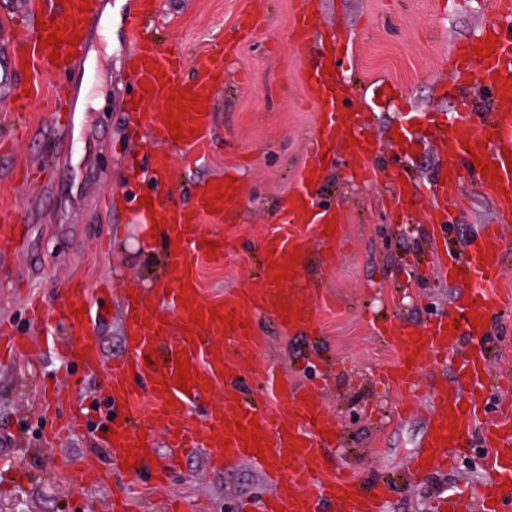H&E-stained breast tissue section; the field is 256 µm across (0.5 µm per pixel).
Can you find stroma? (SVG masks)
<instances>
[{"instance_id": "35a3bbf8", "label": "stroma", "mask_w": 512, "mask_h": 512, "mask_svg": "<svg viewBox=\"0 0 512 512\" xmlns=\"http://www.w3.org/2000/svg\"><path fill=\"white\" fill-rule=\"evenodd\" d=\"M112 9L108 39L90 29V67L94 84L82 81L81 65L69 72L39 77L41 91L27 112L0 108V211L23 219L22 247L0 249V322L23 335L39 336L40 323L29 319L28 299L46 303L70 277H81L88 291L122 275L152 287L167 265L162 239H147L135 215L142 196L154 191L149 138L132 140L125 101L132 86L127 76L131 44L129 21L137 0H99ZM296 0H159L149 26L162 45L192 59L201 50L237 46L224 63L221 83L212 89L214 122L204 141L185 151L170 149L165 191L186 207L198 187L221 176L240 188L238 208L223 221L224 252L218 261L201 260L200 283L213 297L259 287L267 236L279 230L283 202L298 183L306 140L316 128V112L302 82L305 68L322 52L319 39L299 46L291 38ZM320 31L353 41L354 63L344 64L355 108L365 105L367 82H393L396 104L379 109L371 129L380 144L373 171L351 178L343 157H335L317 189L320 203L346 218L343 234L323 243L306 237L308 262L304 287L334 293V308L319 307L313 328L284 332L271 315L257 324L266 344L256 364L308 383H320L323 409L336 420L338 439L328 449L337 468L352 469L366 482L391 479L396 491L388 512H433V499L477 484L488 449L464 450L453 468L434 469L414 479L403 476L418 452L427 426L432 391L454 384L449 366L424 369L413 387L376 390L372 371L394 363L374 323L390 319L424 324L449 309L457 294L426 253L430 203L415 196L407 203L408 222H397L387 199L392 167L389 134L410 112H466L482 97L477 86L445 95L448 52L493 22L477 0H314ZM257 12L260 26L241 37L238 18ZM67 84L73 102L72 150H62L50 122L56 88ZM138 154L142 179H129L123 166L128 151ZM461 204L448 212V245L465 252L481 225L493 223L491 196L467 185ZM105 363L125 353L123 311L113 299L109 313L91 326ZM494 384L490 403L512 401V312L497 314L486 341ZM69 373L74 387L62 396L55 414L44 415L36 382ZM104 367L94 371L63 367L56 354L41 352L0 364V436L15 445L0 447V512H105L108 498L126 493L144 512L185 499L202 512H262L269 492L262 470L248 461L211 468L204 455L181 459L168 480L153 486L150 473L129 482L122 463L103 458L110 475L105 485L84 480L85 458L103 431L97 392ZM87 420L84 433L48 442L73 413ZM23 486H16L18 473Z\"/></svg>"}]
</instances>
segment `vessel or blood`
<instances>
[{"label":"vessel or blood","instance_id":"vessel-or-blood-1","mask_svg":"<svg viewBox=\"0 0 512 512\" xmlns=\"http://www.w3.org/2000/svg\"><path fill=\"white\" fill-rule=\"evenodd\" d=\"M81 3L64 0L63 9L57 12L50 0H24V31H0L1 100L19 109L37 95L36 84L21 86L19 72L58 73L70 69L75 60L87 58V40L61 48L47 42L53 31L68 38L100 24L98 9L82 11ZM491 9L496 18L492 27L451 48L448 82L456 89L479 81L491 92L493 111L424 113L403 130L404 139L415 143L435 135L448 154L438 178L427 186L437 207L433 233L440 243L449 230L442 207L461 198L464 173L473 174L477 185L493 196L500 216L512 217V171L504 157L505 152H512V38L505 34L512 27V0H492ZM491 38L496 41L491 53L479 52V45ZM131 41L136 56L132 66L136 115L158 147L155 169L163 173L169 168L167 149L175 141L169 121H178L186 146L196 145L209 131L213 119L209 86L221 73L222 59L208 52L197 55L193 60L196 79L189 83L183 77V62L162 50L147 31L133 29ZM303 81L319 124L307 143L298 185L289 193L284 209L290 230L286 236L266 240L261 287L217 299L200 285L197 259L206 253L205 242L213 234L200 224L199 217L207 213L222 222L237 205L235 185L221 178L206 183L191 211L161 192L153 193L154 217L169 253V286L151 289V296L161 298L164 306L150 314L143 310L141 289L127 291L126 354L112 362L101 387L112 410L107 424L115 428L117 438H102L101 445L108 456L128 460L129 473L134 476L153 456L156 430H163L171 459L198 453L192 428L202 420L207 426L211 463L220 466L247 460L266 467L267 480L275 491L266 498L263 512H382L392 496V482L363 483L329 470L326 436L335 433L336 427L313 386L265 372L272 395L288 403L285 419L277 408L259 409L243 397L241 378L264 342L254 327L257 314L265 311L288 320L293 329L310 325L316 318L308 289L299 285L305 263L295 255L304 249V225H314L318 236L331 242L343 218L340 212L315 203L308 180H320L323 160L332 156L338 143L347 145L348 164L364 173L379 151L378 142L368 137L371 113L347 107V92L325 66L307 69ZM177 95L182 98L178 104L173 101ZM480 162L495 167V174L478 171ZM21 236V220L1 213L0 243L13 244ZM503 247L502 226L496 223L482 226L464 258L443 252L442 268L458 270L459 281L466 285L456 305L426 324L401 321L382 330L397 361L383 366L380 377L397 387L410 384L421 370L445 360L461 338L474 342L455 374V386L437 394L410 469L451 467L454 449L468 447L475 435L491 454L476 491L439 498L438 512H512V412H489L483 388L490 367L484 350L475 345L490 333L493 314L512 308V293L500 287ZM61 291L63 301L53 309L51 319L65 328L67 337L57 355L65 364L96 368L102 350L89 325L100 316L101 308L90 303L82 282H63ZM28 348L25 337L0 325V356L22 355ZM181 358L189 365L186 390L176 386ZM218 389L224 393L223 401L207 404V396ZM141 397L147 411L140 415L134 404Z\"/></svg>","mask_w":512,"mask_h":512}]
</instances>
